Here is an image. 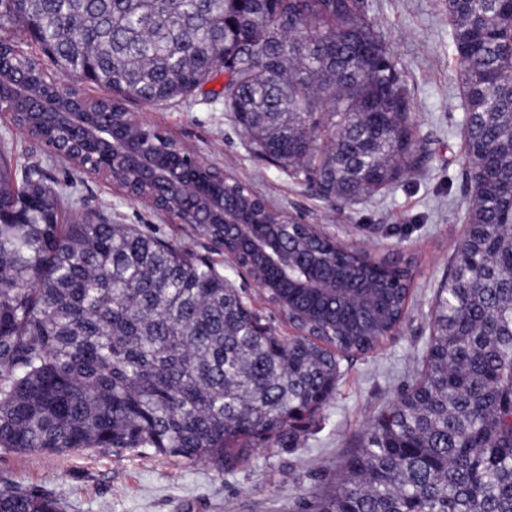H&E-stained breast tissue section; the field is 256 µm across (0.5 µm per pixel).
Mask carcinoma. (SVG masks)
<instances>
[{"mask_svg":"<svg viewBox=\"0 0 512 512\" xmlns=\"http://www.w3.org/2000/svg\"><path fill=\"white\" fill-rule=\"evenodd\" d=\"M459 67L467 236L437 289L417 378L358 436L308 512H512V20L503 0H446ZM367 0H0L76 81L87 112L187 100L238 58L221 95L251 152L326 200L355 203L421 169L406 85ZM0 68L51 92L33 55ZM0 448H153L222 472L294 443L341 364L394 336L411 262L380 264L367 327L280 336L214 263L131 224H60L39 171L12 184L0 151ZM0 512H65L47 489L0 487Z\"/></svg>","mask_w":512,"mask_h":512,"instance_id":"obj_1","label":"carcinoma"}]
</instances>
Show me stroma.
<instances>
[{
  "instance_id": "obj_1",
  "label": "stroma",
  "mask_w": 512,
  "mask_h": 512,
  "mask_svg": "<svg viewBox=\"0 0 512 512\" xmlns=\"http://www.w3.org/2000/svg\"><path fill=\"white\" fill-rule=\"evenodd\" d=\"M369 15L407 85L419 143L434 155L429 168L360 204L322 201L303 181L253 155L225 118L223 100L213 95L221 80L209 82L190 102L138 104L134 110L276 208L377 255L412 259L413 294L399 333L375 353L343 363L334 396L296 446L260 449L247 465L220 473L208 463L178 462L150 448L64 455L0 449V483L54 491L66 512H303L305 503L335 484L353 438L413 380L432 333L434 293L466 231L463 109L445 0H369ZM1 149L15 168L41 164L61 197V223L103 218L144 225L194 255H210L191 225L171 223L124 199L68 162H51L36 139L0 119Z\"/></svg>"
}]
</instances>
